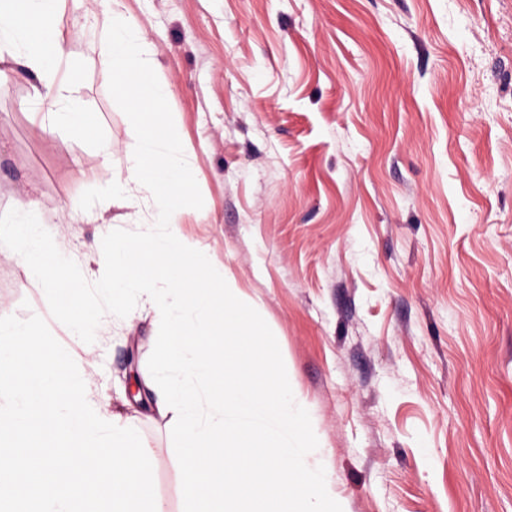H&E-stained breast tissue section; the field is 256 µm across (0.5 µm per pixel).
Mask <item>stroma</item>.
Here are the masks:
<instances>
[{"mask_svg":"<svg viewBox=\"0 0 512 512\" xmlns=\"http://www.w3.org/2000/svg\"><path fill=\"white\" fill-rule=\"evenodd\" d=\"M114 18L143 35L203 196L179 229L274 333L330 495L512 512V0H63L69 101L92 133L39 132L31 79L0 61V214L31 195L83 271L101 223L70 205L136 144L99 60ZM154 210L116 199L102 223ZM33 314L157 449L155 494L183 512L148 370L158 313L137 304L84 343L0 246V316Z\"/></svg>","mask_w":512,"mask_h":512,"instance_id":"stroma-1","label":"stroma"}]
</instances>
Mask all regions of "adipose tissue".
I'll use <instances>...</instances> for the list:
<instances>
[{"mask_svg": "<svg viewBox=\"0 0 512 512\" xmlns=\"http://www.w3.org/2000/svg\"><path fill=\"white\" fill-rule=\"evenodd\" d=\"M61 0H0V60L10 59L40 86L55 79L58 62L68 57L56 33Z\"/></svg>", "mask_w": 512, "mask_h": 512, "instance_id": "1", "label": "adipose tissue"}]
</instances>
